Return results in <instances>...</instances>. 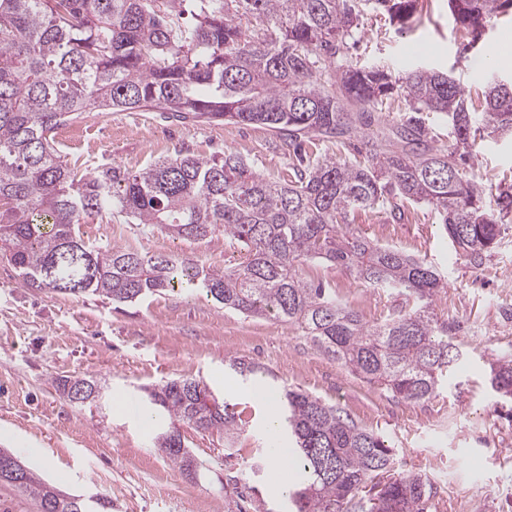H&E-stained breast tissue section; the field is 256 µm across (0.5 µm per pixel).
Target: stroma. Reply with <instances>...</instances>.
<instances>
[{"instance_id":"35a3bbf8","label":"stroma","mask_w":512,"mask_h":512,"mask_svg":"<svg viewBox=\"0 0 512 512\" xmlns=\"http://www.w3.org/2000/svg\"><path fill=\"white\" fill-rule=\"evenodd\" d=\"M347 59L381 63L404 73L419 67L448 74L479 102L490 75L512 78V9L489 26L478 45L464 50L448 0H423L405 24L368 11L360 20ZM74 138L57 140L59 153L82 175L105 166L138 170L186 150L207 157L234 152L264 176L290 174L292 160L262 127L216 121L180 123L159 112L86 113ZM475 169L493 205L512 186V137L479 142ZM401 214L357 212L356 227L370 239L395 246L432 264L448 278L438 296L439 314L461 322L459 342L467 363L448 387L424 404L393 399L380 386L351 374L323 356L300 331L273 317H244L202 292L174 290L115 304L97 295H66L24 287L0 258V448L65 493L91 499L107 495L112 512H224V470L261 491L271 512H287L288 500L271 492L266 410L228 369L233 358L258 363L281 385L300 388L343 407L357 422L383 435L397 452L398 467L428 476L440 512H512V420L491 405L484 361L512 351V223L474 265L441 231L432 207L400 202ZM83 240L104 248H129L144 256H189L221 269L237 264L239 246L223 233L188 243L157 229L108 214L80 226ZM307 279L335 288L337 297L366 321L385 317L396 305L390 292L356 281L346 270L322 263L305 269ZM89 375L104 385L95 405L62 397L56 379ZM204 380L218 400L235 404L247 421L237 455L224 459V439L187 424L179 430L203 461L197 479L183 475L153 442L170 427L152 414L146 387L173 379ZM123 396L128 410L116 409Z\"/></svg>"}]
</instances>
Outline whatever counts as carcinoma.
I'll return each instance as SVG.
<instances>
[{
    "instance_id": "1",
    "label": "carcinoma",
    "mask_w": 512,
    "mask_h": 512,
    "mask_svg": "<svg viewBox=\"0 0 512 512\" xmlns=\"http://www.w3.org/2000/svg\"><path fill=\"white\" fill-rule=\"evenodd\" d=\"M420 0H0V249L29 288L117 303L177 288H200L227 310L271 315L297 327L322 354L398 400L425 403L448 386L467 358L460 324L441 318L435 300L447 287L435 267L359 233L350 216L396 198L424 203L443 232L473 264L494 248L512 220V187L496 208L467 170L476 138L512 130V81H487L476 110L447 75L417 68L401 77L389 66L339 62L362 13L386 12L400 24ZM456 25L477 40L512 0H448ZM401 96L413 116L385 112ZM171 112L179 120L261 125L289 151L312 136L345 145L374 124L394 138L367 143L362 159L325 158L295 166L287 179L266 178L232 153L199 158L180 151L131 172L118 166L80 176L55 148L59 127L87 112ZM419 112L448 120L452 143L428 147ZM145 224L187 242L217 231L244 259L224 270L189 257L142 256L94 249L75 227L101 213ZM321 260L402 302L368 323L307 281L302 269ZM495 408L512 406V354L486 361ZM231 368L261 379L243 359ZM101 398L89 378L58 380L68 397ZM172 422L239 436L245 421L211 400L201 380L170 381L147 391ZM278 428L288 434L299 478L288 497L294 512H431L436 491L420 472L394 474L386 440L344 408L288 388L277 401ZM157 448L187 476L203 468L179 431ZM0 460V484L30 497L40 512H74L70 497L26 468L14 475ZM224 512H270L225 473Z\"/></svg>"
}]
</instances>
